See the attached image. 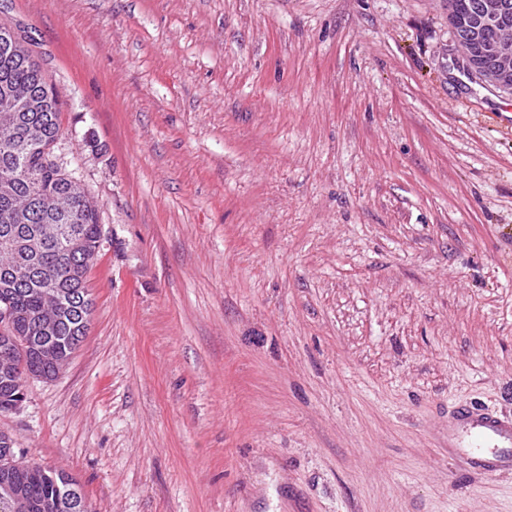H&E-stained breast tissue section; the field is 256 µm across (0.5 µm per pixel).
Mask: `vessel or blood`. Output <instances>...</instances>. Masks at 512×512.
Returning a JSON list of instances; mask_svg holds the SVG:
<instances>
[{
    "label": "vessel or blood",
    "instance_id": "b4317fda",
    "mask_svg": "<svg viewBox=\"0 0 512 512\" xmlns=\"http://www.w3.org/2000/svg\"><path fill=\"white\" fill-rule=\"evenodd\" d=\"M448 453L485 475L512 471V415L484 404L459 406L448 423Z\"/></svg>",
    "mask_w": 512,
    "mask_h": 512
}]
</instances>
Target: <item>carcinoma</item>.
Here are the masks:
<instances>
[{
	"mask_svg": "<svg viewBox=\"0 0 512 512\" xmlns=\"http://www.w3.org/2000/svg\"><path fill=\"white\" fill-rule=\"evenodd\" d=\"M477 2L453 0L452 25L487 62L494 33L477 28ZM33 41L27 31L0 24V229L22 224L24 236L37 237L51 228L61 244L37 252L0 250V272L20 261L38 270L50 266L64 302L52 323L43 326L41 313L49 306L50 289L36 276L23 281L0 277V351L45 329L57 337L52 358L28 348L16 356L9 381L0 377V412L12 405L27 373L56 378L83 342L88 324L80 319L74 299L84 296L86 274L101 238L96 203L81 186L72 185L55 161V141L63 136L61 100L34 58ZM6 479L13 489L9 493L0 487V512H63L57 499L72 476L29 464L24 473L7 475L0 469V484Z\"/></svg>",
	"mask_w": 512,
	"mask_h": 512,
	"instance_id": "obj_1",
	"label": "carcinoma"
}]
</instances>
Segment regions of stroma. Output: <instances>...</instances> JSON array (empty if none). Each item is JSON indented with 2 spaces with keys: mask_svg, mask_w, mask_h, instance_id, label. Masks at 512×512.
Instances as JSON below:
<instances>
[{
  "mask_svg": "<svg viewBox=\"0 0 512 512\" xmlns=\"http://www.w3.org/2000/svg\"><path fill=\"white\" fill-rule=\"evenodd\" d=\"M99 205L87 335L0 414L93 512H512V93L448 0H0ZM448 453L485 475L512 471V415L484 404L459 406L448 421Z\"/></svg>",
  "mask_w": 512,
  "mask_h": 512,
  "instance_id": "obj_1",
  "label": "stroma"
}]
</instances>
